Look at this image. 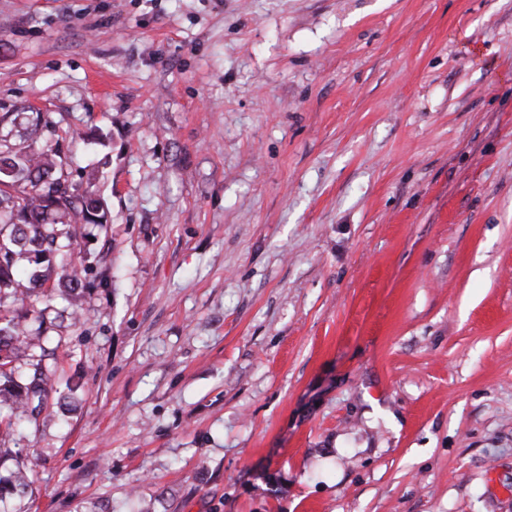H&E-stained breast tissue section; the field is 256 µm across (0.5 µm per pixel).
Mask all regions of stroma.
Returning a JSON list of instances; mask_svg holds the SVG:
<instances>
[{
  "mask_svg": "<svg viewBox=\"0 0 512 512\" xmlns=\"http://www.w3.org/2000/svg\"><path fill=\"white\" fill-rule=\"evenodd\" d=\"M1 134L107 222L0 512H512V0H0ZM32 484L33 481L31 480L30 473L25 469L13 472L11 477L3 484H1L0 478V501L7 494L26 495L29 490L31 491Z\"/></svg>",
  "mask_w": 512,
  "mask_h": 512,
  "instance_id": "1",
  "label": "stroma"
}]
</instances>
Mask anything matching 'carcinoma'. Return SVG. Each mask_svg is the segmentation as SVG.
I'll return each instance as SVG.
<instances>
[{
    "mask_svg": "<svg viewBox=\"0 0 512 512\" xmlns=\"http://www.w3.org/2000/svg\"><path fill=\"white\" fill-rule=\"evenodd\" d=\"M2 161L15 169L14 177L0 182V432L8 435L49 392L43 330L36 329L33 340L22 328L35 290L52 280L56 296L69 307L76 305L84 289L82 275L76 269L57 273V262L71 250L73 229L100 224L104 214L95 212L92 193L80 190L59 169L56 154L0 143ZM23 276L31 286L21 283ZM24 354L30 357L25 370L17 365ZM32 484L29 472L15 471L0 483V498L25 495Z\"/></svg>",
    "mask_w": 512,
    "mask_h": 512,
    "instance_id": "obj_1",
    "label": "carcinoma"
}]
</instances>
